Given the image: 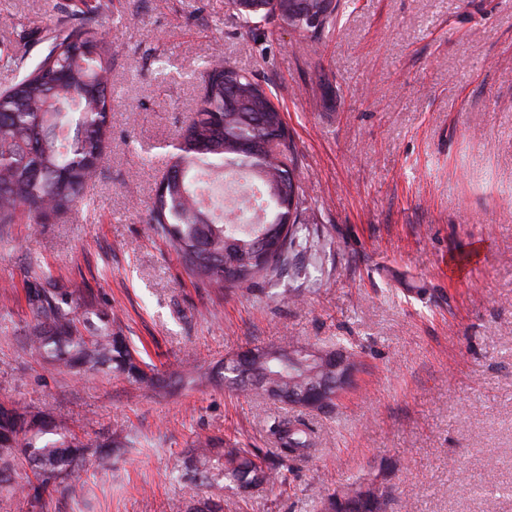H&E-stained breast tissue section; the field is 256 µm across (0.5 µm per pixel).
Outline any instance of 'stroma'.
Segmentation results:
<instances>
[{
	"mask_svg": "<svg viewBox=\"0 0 512 512\" xmlns=\"http://www.w3.org/2000/svg\"><path fill=\"white\" fill-rule=\"evenodd\" d=\"M76 2L0 0V92ZM89 2L112 52L104 160L65 212L0 226V402L79 422L86 446L82 496L53 493L44 512H179L196 496L317 512L354 483L387 512H512V0H339L315 34L243 27L229 0ZM210 61L271 93L300 181L285 271L236 293L192 280L146 222ZM46 286L91 297L160 388L37 358L25 291ZM286 338L358 353L333 405L225 386V358ZM197 365L208 379L187 382ZM284 418L314 437L286 485L186 475L206 435L278 463Z\"/></svg>",
	"mask_w": 512,
	"mask_h": 512,
	"instance_id": "obj_1",
	"label": "stroma"
}]
</instances>
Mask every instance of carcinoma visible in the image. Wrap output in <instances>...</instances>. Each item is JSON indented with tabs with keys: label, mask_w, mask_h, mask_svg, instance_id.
I'll return each instance as SVG.
<instances>
[{
	"label": "carcinoma",
	"mask_w": 512,
	"mask_h": 512,
	"mask_svg": "<svg viewBox=\"0 0 512 512\" xmlns=\"http://www.w3.org/2000/svg\"><path fill=\"white\" fill-rule=\"evenodd\" d=\"M299 0H261L258 12L239 11L243 26L279 16L288 24L316 33L334 21L337 4L324 7L319 0L306 5L321 15L311 26L296 8ZM74 22L52 40L34 70L0 93V224H10L19 210L36 222L69 209L81 199L85 185L96 174L110 137L108 114L112 98L108 76L112 56L103 38L94 31L89 10L73 12ZM202 95L183 136L170 156L149 209V223L176 252L187 273L201 284L238 290L256 278L282 269L289 247L297 236L296 223L283 217L297 210L299 182L288 165L291 140L283 112L267 92L246 72L227 65L206 69ZM279 136L282 150L275 155L266 147ZM249 173L251 210L262 217L258 224H226L198 207L195 196L208 186L207 176ZM274 246L263 262H252L259 240ZM234 256L240 274L224 277V257ZM28 305L39 318L28 337L30 347L45 360L67 365L80 363L128 378L152 389L153 377L135 358L139 351L126 337L112 331L105 316L98 322L78 318L74 311L88 307V300L30 288ZM291 342L257 349L252 361L241 366L224 360V382L237 391L271 398L303 392L310 384L331 378L322 364L290 368L284 363ZM56 438L44 439L49 433ZM273 434L282 458L309 456L313 438L303 423L279 421ZM82 445L69 427L41 414L21 413L0 403V484L18 456L30 465L38 485L31 506L45 507L43 497L63 486L72 495L83 490L79 480ZM188 468L201 480L217 470L224 482L241 490L282 486L287 476L249 448H218L213 439L198 441L191 449ZM375 492L361 486L321 499L318 512H348L350 503ZM183 512H224V500H194Z\"/></svg>",
	"instance_id": "1"
}]
</instances>
